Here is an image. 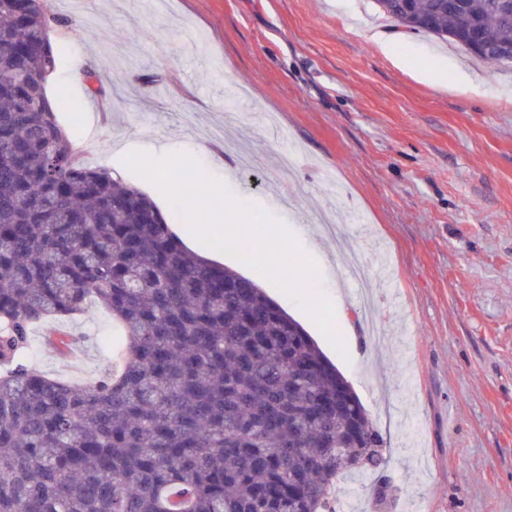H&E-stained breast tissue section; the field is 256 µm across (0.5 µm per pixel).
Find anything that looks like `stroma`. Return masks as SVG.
Listing matches in <instances>:
<instances>
[{
    "instance_id": "35a3bbf8",
    "label": "stroma",
    "mask_w": 512,
    "mask_h": 512,
    "mask_svg": "<svg viewBox=\"0 0 512 512\" xmlns=\"http://www.w3.org/2000/svg\"><path fill=\"white\" fill-rule=\"evenodd\" d=\"M46 5L80 26L51 30L46 90L82 102L58 119L83 160L190 151L315 256L345 358L266 278L228 265L304 326L384 439L381 467L339 474L336 512H512V66L407 32L373 0ZM90 64L104 76L96 94ZM283 130L308 186L292 200L228 152L269 161ZM378 240L394 305L372 273ZM354 255L358 283L345 271ZM32 336L30 360L49 376L112 368L101 309Z\"/></svg>"
}]
</instances>
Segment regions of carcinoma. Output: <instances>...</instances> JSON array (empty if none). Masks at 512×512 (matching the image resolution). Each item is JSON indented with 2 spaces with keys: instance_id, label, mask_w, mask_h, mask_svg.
Returning a JSON list of instances; mask_svg holds the SVG:
<instances>
[{
  "instance_id": "cac0c4a2",
  "label": "carcinoma",
  "mask_w": 512,
  "mask_h": 512,
  "mask_svg": "<svg viewBox=\"0 0 512 512\" xmlns=\"http://www.w3.org/2000/svg\"><path fill=\"white\" fill-rule=\"evenodd\" d=\"M409 32L512 63L504 0H374ZM45 0H0V512H335L336 460L384 440L254 281L186 250L153 200L79 159L48 98ZM97 305L112 373L29 364L31 331Z\"/></svg>"
}]
</instances>
